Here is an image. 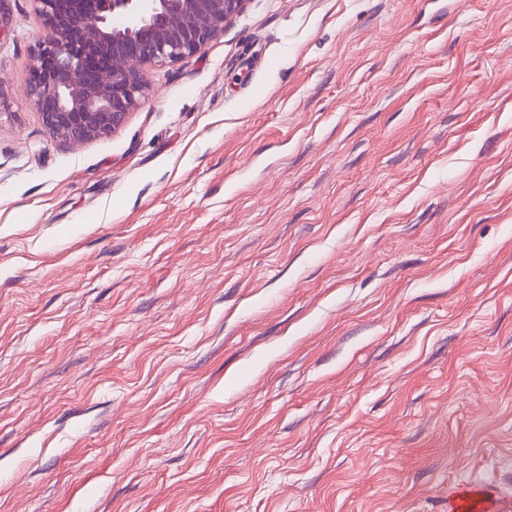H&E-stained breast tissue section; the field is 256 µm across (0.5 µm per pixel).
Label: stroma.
I'll list each match as a JSON object with an SVG mask.
<instances>
[{"mask_svg":"<svg viewBox=\"0 0 512 512\" xmlns=\"http://www.w3.org/2000/svg\"><path fill=\"white\" fill-rule=\"evenodd\" d=\"M0 0V512H512V0H247L107 137ZM471 487H464L457 499L456 510L459 512H497L499 510L498 500L486 499L480 496Z\"/></svg>","mask_w":512,"mask_h":512,"instance_id":"stroma-1","label":"stroma"}]
</instances>
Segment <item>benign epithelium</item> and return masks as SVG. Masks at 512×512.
<instances>
[{
	"instance_id": "7a95c632",
	"label": "benign epithelium",
	"mask_w": 512,
	"mask_h": 512,
	"mask_svg": "<svg viewBox=\"0 0 512 512\" xmlns=\"http://www.w3.org/2000/svg\"><path fill=\"white\" fill-rule=\"evenodd\" d=\"M38 36L24 95L65 144L103 138L153 91L148 67L224 35L247 0H30Z\"/></svg>"
}]
</instances>
